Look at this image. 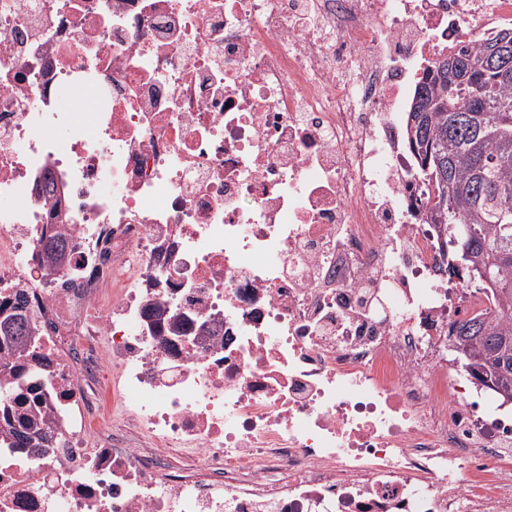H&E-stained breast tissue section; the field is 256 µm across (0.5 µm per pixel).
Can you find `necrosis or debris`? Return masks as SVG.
Masks as SVG:
<instances>
[{
    "instance_id": "1",
    "label": "necrosis or debris",
    "mask_w": 512,
    "mask_h": 512,
    "mask_svg": "<svg viewBox=\"0 0 512 512\" xmlns=\"http://www.w3.org/2000/svg\"><path fill=\"white\" fill-rule=\"evenodd\" d=\"M504 27L512 0H0V306L38 328L0 381L54 438L0 419V512H512V415L448 359L491 295L449 280L404 139L423 61ZM68 237L63 232H56L42 244L41 256L50 266H56L65 257L68 250Z\"/></svg>"
}]
</instances>
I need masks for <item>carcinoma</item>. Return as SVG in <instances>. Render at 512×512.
<instances>
[{"mask_svg": "<svg viewBox=\"0 0 512 512\" xmlns=\"http://www.w3.org/2000/svg\"><path fill=\"white\" fill-rule=\"evenodd\" d=\"M493 33L475 45L453 47L459 82L448 87L442 69L445 54L429 62L407 116L406 137L416 164L415 176L428 188L425 218L430 224H455L470 233L452 239L445 235L448 276H458L453 262L466 253L469 264H492L494 309L450 326L461 366L473 378H492L512 398V73L501 75L484 65L485 51L496 40ZM68 237L56 232L42 244L41 256L50 266L59 264L68 250ZM156 321L169 319L180 333L185 319L154 305ZM35 323L16 307L0 309V338L21 353L36 349ZM31 422L25 417L10 430L12 447L26 448Z\"/></svg>", "mask_w": 512, "mask_h": 512, "instance_id": "carcinoma-1", "label": "carcinoma"}]
</instances>
